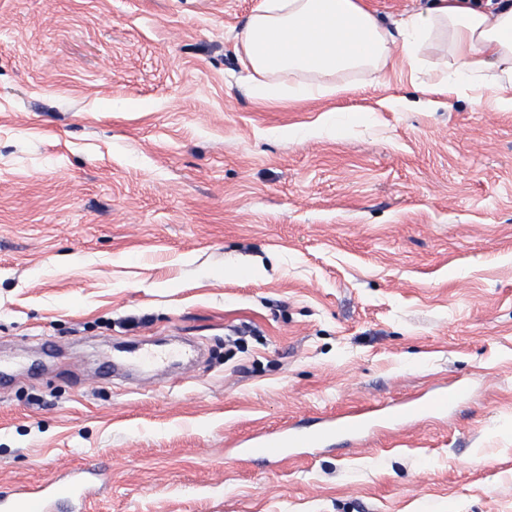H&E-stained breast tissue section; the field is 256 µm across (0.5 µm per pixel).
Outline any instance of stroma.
Returning <instances> with one entry per match:
<instances>
[{
    "label": "stroma",
    "instance_id": "35a3bbf8",
    "mask_svg": "<svg viewBox=\"0 0 512 512\" xmlns=\"http://www.w3.org/2000/svg\"><path fill=\"white\" fill-rule=\"evenodd\" d=\"M258 3L0 0V491L98 464L84 512H512V112L426 92L434 42L248 97ZM138 344L198 354L116 374ZM361 410L367 441L245 453ZM461 389H455L450 392H441L434 394L426 405L424 404H402L395 414L398 421H415L425 411L426 407L433 409H446L448 406L458 403L462 399Z\"/></svg>",
    "mask_w": 512,
    "mask_h": 512
}]
</instances>
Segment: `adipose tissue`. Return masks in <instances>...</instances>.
<instances>
[{
  "instance_id": "adipose-tissue-1",
  "label": "adipose tissue",
  "mask_w": 512,
  "mask_h": 512,
  "mask_svg": "<svg viewBox=\"0 0 512 512\" xmlns=\"http://www.w3.org/2000/svg\"><path fill=\"white\" fill-rule=\"evenodd\" d=\"M434 39L452 58L438 68V86L491 89L501 74L512 81V0H432L390 28L367 0H260L239 33L245 88L258 100L322 96L343 74L381 80L394 60L417 66ZM298 74L307 82L284 83Z\"/></svg>"
}]
</instances>
